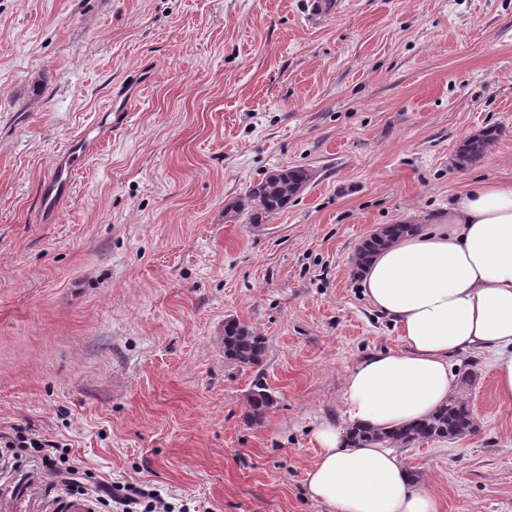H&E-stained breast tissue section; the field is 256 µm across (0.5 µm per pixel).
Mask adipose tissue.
I'll use <instances>...</instances> for the list:
<instances>
[{
  "mask_svg": "<svg viewBox=\"0 0 512 512\" xmlns=\"http://www.w3.org/2000/svg\"><path fill=\"white\" fill-rule=\"evenodd\" d=\"M359 286L398 327L401 346L367 354L345 377L347 424L316 429L308 491L331 512H441L397 449L351 447L346 427L427 417L453 393L452 359L465 354L491 353L496 401L512 408V182L472 183L447 219L377 251Z\"/></svg>",
  "mask_w": 512,
  "mask_h": 512,
  "instance_id": "ef3b65f1",
  "label": "adipose tissue"
}]
</instances>
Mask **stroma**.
I'll use <instances>...</instances> for the list:
<instances>
[{
  "label": "stroma",
  "instance_id": "stroma-1",
  "mask_svg": "<svg viewBox=\"0 0 512 512\" xmlns=\"http://www.w3.org/2000/svg\"><path fill=\"white\" fill-rule=\"evenodd\" d=\"M0 0V428L31 427L94 478L174 512H329L305 475L347 372L400 345L353 271L385 224H430L476 175L512 181V0ZM54 214L62 146L139 68ZM501 135L461 169V140ZM313 184L263 224L224 207L272 169ZM265 336L260 369L215 336ZM490 354L476 433L402 451L444 512H512V410ZM263 374V419L247 396ZM148 79L149 77H146V74L141 75L138 78L133 79L124 88H121L117 92L112 99V106L110 108L112 112V121L110 123L111 126L108 128H115L114 130H117L124 125L128 117L127 109L129 101ZM248 409L252 419L262 418L273 405L270 388L264 382L262 374H258L252 382V388L248 396Z\"/></svg>",
  "mask_w": 512,
  "mask_h": 512
}]
</instances>
